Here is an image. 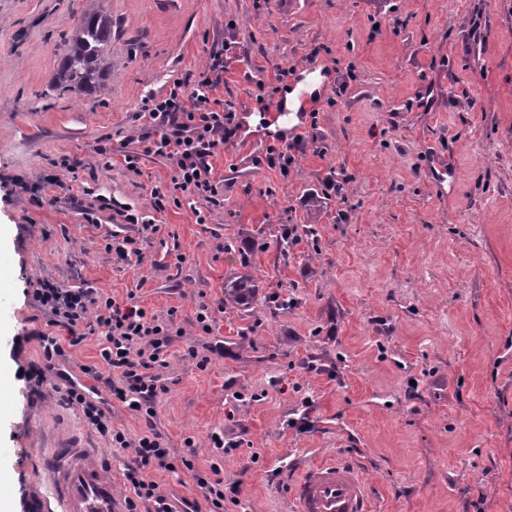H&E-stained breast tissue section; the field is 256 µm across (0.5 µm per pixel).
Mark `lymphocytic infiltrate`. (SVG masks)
<instances>
[{
    "mask_svg": "<svg viewBox=\"0 0 512 512\" xmlns=\"http://www.w3.org/2000/svg\"><path fill=\"white\" fill-rule=\"evenodd\" d=\"M224 81V55L217 52L193 81H174L165 96L142 98L138 117L144 122L145 152L170 160L177 167L172 177L174 191L186 197L211 199L217 193L211 159L225 141L235 136V114L218 107L212 94ZM47 328L38 339L44 366H33L32 376L44 382L48 370L70 358L88 336L99 338L100 359L82 366V373L101 380L110 397L140 414L145 428L137 435L113 428L112 418L94 399L86 385L73 381L65 390L66 400L81 408L85 418L107 438L111 447L130 453L123 472L131 489V512L147 505V512H171L154 472L192 471L204 489L208 512H224L225 499H236L239 488L225 483L219 469L196 470L191 456L175 457L156 424L155 404L167 387L160 373L166 367L174 342L171 321L148 313L135 293L117 300L92 287L67 288L41 279L32 290Z\"/></svg>",
    "mask_w": 512,
    "mask_h": 512,
    "instance_id": "lymphocytic-infiltrate-1",
    "label": "lymphocytic infiltrate"
}]
</instances>
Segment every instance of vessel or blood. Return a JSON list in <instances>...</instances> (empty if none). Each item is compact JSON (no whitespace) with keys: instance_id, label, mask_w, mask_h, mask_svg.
Returning a JSON list of instances; mask_svg holds the SVG:
<instances>
[{"instance_id":"vessel-or-blood-1","label":"vessel or blood","mask_w":512,"mask_h":512,"mask_svg":"<svg viewBox=\"0 0 512 512\" xmlns=\"http://www.w3.org/2000/svg\"><path fill=\"white\" fill-rule=\"evenodd\" d=\"M97 456V449L77 442L50 449L39 475L46 493L33 502V512H129L126 495L116 490ZM288 497L292 512H374L360 469L333 458L304 466Z\"/></svg>"}]
</instances>
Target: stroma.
I'll list each match as a JSON object with an SVG mask.
<instances>
[{"label":"stroma","mask_w":512,"mask_h":512,"mask_svg":"<svg viewBox=\"0 0 512 512\" xmlns=\"http://www.w3.org/2000/svg\"><path fill=\"white\" fill-rule=\"evenodd\" d=\"M82 3L0 0L8 512L44 493L41 449L58 437L99 449L114 475L129 461L63 400L64 381H28L45 328L27 294L39 279L176 310L183 334L162 371L157 427L176 455L192 439L199 470L217 464L238 484L224 512H291L288 463L329 457L361 466L377 512H512V0H98L112 14L109 92L75 95L50 81ZM216 51L214 96L240 124L212 160L219 193L153 209L152 187L169 188L176 167L144 155L138 104ZM313 64L325 87L283 174L267 165L257 95L282 100ZM63 155L77 161L64 176L71 196L40 203L21 190ZM435 156L456 173L450 194L429 177ZM100 198L152 217L139 260L106 251L108 233H137ZM292 224L299 239L284 253ZM244 255L260 293L288 296V308L223 309L224 278ZM191 345L206 370L184 360ZM215 433L234 451L214 448ZM152 478L177 512L206 508L186 469Z\"/></svg>","instance_id":"obj_1"}]
</instances>
